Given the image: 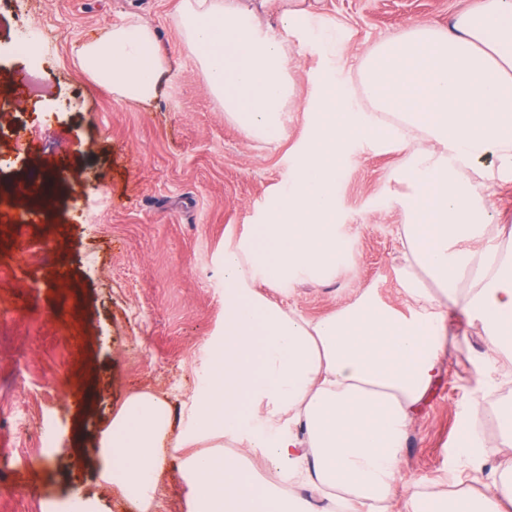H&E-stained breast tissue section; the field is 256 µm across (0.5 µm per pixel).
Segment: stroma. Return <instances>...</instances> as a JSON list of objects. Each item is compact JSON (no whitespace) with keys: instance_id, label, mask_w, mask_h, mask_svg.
I'll list each match as a JSON object with an SVG mask.
<instances>
[{"instance_id":"1","label":"stroma","mask_w":512,"mask_h":512,"mask_svg":"<svg viewBox=\"0 0 512 512\" xmlns=\"http://www.w3.org/2000/svg\"><path fill=\"white\" fill-rule=\"evenodd\" d=\"M471 0H317L345 51L332 55L313 32L288 36L294 101L281 138L247 136L228 122L179 28L182 0H0V94L25 72L43 93L14 105L0 136V171H65L49 218L0 195V449L34 454L27 427L53 429V453L19 475L0 474V512H44L75 490L101 512H139L118 485L93 476L92 448L137 392L163 399L174 430L193 436L194 396L210 369L208 342L224 330V245L260 223L267 198L288 178L309 137V104L331 81L355 84V64L379 41L417 22L444 28ZM25 7L50 34L37 59L20 57ZM137 21L155 33L169 69L150 102L118 99L84 73L78 49ZM407 152L354 142L336 179V222L347 245L332 276L296 279L264 293L316 320L370 288L404 310L399 292L406 222L395 178ZM50 252H42L44 243ZM461 349L409 428L400 491L460 483L478 468L457 449L475 403L512 397V357L477 384L486 350L480 324L455 320ZM190 449L168 452L154 477L152 512H190ZM22 481L26 499L12 488Z\"/></svg>"}]
</instances>
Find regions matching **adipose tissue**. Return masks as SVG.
Listing matches in <instances>:
<instances>
[{
	"instance_id": "ef3b65f1",
	"label": "adipose tissue",
	"mask_w": 512,
	"mask_h": 512,
	"mask_svg": "<svg viewBox=\"0 0 512 512\" xmlns=\"http://www.w3.org/2000/svg\"><path fill=\"white\" fill-rule=\"evenodd\" d=\"M180 26L228 119L249 136L280 138L292 101L287 38L271 36L243 0H184ZM78 56L93 80L133 101L152 99L167 69L154 32L135 22ZM356 76L367 110L349 86L331 85L264 221L224 247V333L195 415L209 438L234 449L190 458L193 512H512V463L476 491L396 496L408 428L456 348L455 313L481 324L482 365L512 355V225L487 238L488 185L467 176L485 158L512 174V0H476L444 28L412 25L374 45ZM363 139L409 151L397 198L408 311L367 289L309 320L255 285L335 268L344 248L336 159ZM480 239L485 248L470 250ZM168 426L163 401L132 397L101 434L99 479L151 507ZM250 454L275 468L277 483L262 486L245 469ZM285 485L312 486L320 500L283 495Z\"/></svg>"
}]
</instances>
